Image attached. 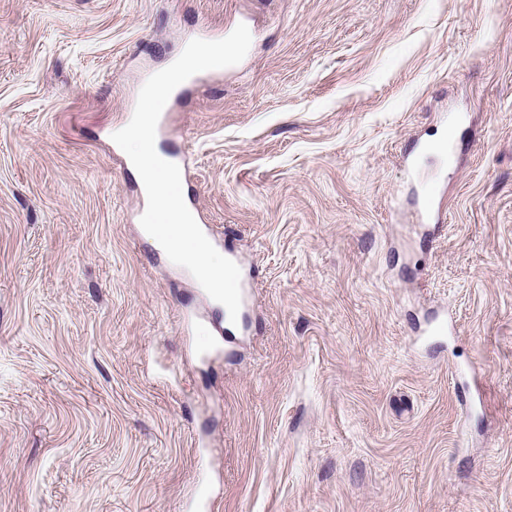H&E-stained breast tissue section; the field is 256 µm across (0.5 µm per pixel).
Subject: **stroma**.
<instances>
[{
	"mask_svg": "<svg viewBox=\"0 0 512 512\" xmlns=\"http://www.w3.org/2000/svg\"><path fill=\"white\" fill-rule=\"evenodd\" d=\"M242 22L170 138L256 289L227 364L112 135L187 33ZM443 135L430 240L406 167ZM187 310L214 331L187 342ZM201 498L512 512V0H0V512Z\"/></svg>",
	"mask_w": 512,
	"mask_h": 512,
	"instance_id": "1",
	"label": "stroma"
}]
</instances>
